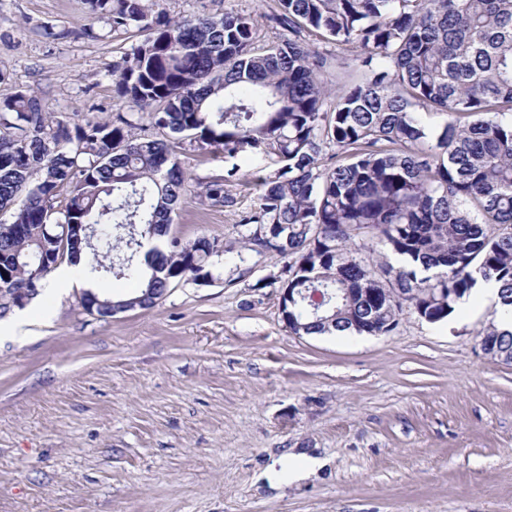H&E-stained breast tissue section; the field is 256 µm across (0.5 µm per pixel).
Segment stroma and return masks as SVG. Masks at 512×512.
Masks as SVG:
<instances>
[{
  "label": "stroma",
  "instance_id": "1",
  "mask_svg": "<svg viewBox=\"0 0 512 512\" xmlns=\"http://www.w3.org/2000/svg\"><path fill=\"white\" fill-rule=\"evenodd\" d=\"M150 5L250 13L261 42L285 35L278 0ZM141 37L86 0H0V98L30 88L56 113L125 111L112 70ZM235 191L231 208L187 192L172 234L237 241L256 193ZM248 265L221 260L217 281L109 318L82 307L79 281L32 300L27 333L0 338V512H512V365L480 347L487 307L298 336L278 289L254 286L282 260ZM292 449L324 467L289 481Z\"/></svg>",
  "mask_w": 512,
  "mask_h": 512
}]
</instances>
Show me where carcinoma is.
Masks as SVG:
<instances>
[{
    "mask_svg": "<svg viewBox=\"0 0 512 512\" xmlns=\"http://www.w3.org/2000/svg\"><path fill=\"white\" fill-rule=\"evenodd\" d=\"M148 2L87 0L112 30L147 32L114 85L138 120L56 116L31 89L0 98V212L13 218L0 224V290L42 291L58 262L82 258L91 280L136 284L102 298L121 312L215 281L219 240L170 235L188 142L276 165L254 174L234 260L280 257L253 287L321 293L315 310L289 307L291 333L438 323L493 281L480 346L512 364V331L497 326L512 318V0H278L271 22L288 37L266 47L249 14L173 18ZM310 36L341 50L336 79ZM433 114L446 116L437 133ZM237 174L199 181V197L235 206ZM82 225L92 248L76 243Z\"/></svg>",
    "mask_w": 512,
    "mask_h": 512,
    "instance_id": "obj_1",
    "label": "carcinoma"
}]
</instances>
